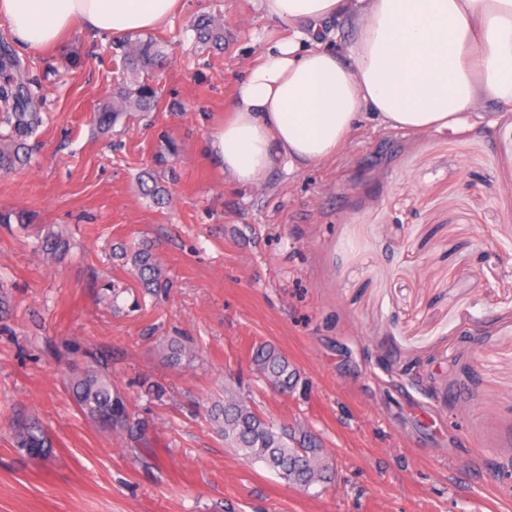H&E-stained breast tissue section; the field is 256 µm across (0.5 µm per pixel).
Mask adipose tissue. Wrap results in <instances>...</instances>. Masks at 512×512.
Returning <instances> with one entry per match:
<instances>
[{
	"label": "adipose tissue",
	"instance_id": "1",
	"mask_svg": "<svg viewBox=\"0 0 512 512\" xmlns=\"http://www.w3.org/2000/svg\"><path fill=\"white\" fill-rule=\"evenodd\" d=\"M184 0H0L19 46L73 25L123 35L161 25ZM286 36L266 44L204 150L235 184L335 159L364 122L424 134L512 105V0H257ZM354 38L336 50V26Z\"/></svg>",
	"mask_w": 512,
	"mask_h": 512
}]
</instances>
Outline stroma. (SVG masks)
I'll return each mask as SVG.
<instances>
[{"label":"stroma","mask_w":512,"mask_h":512,"mask_svg":"<svg viewBox=\"0 0 512 512\" xmlns=\"http://www.w3.org/2000/svg\"><path fill=\"white\" fill-rule=\"evenodd\" d=\"M202 14L223 50L196 41ZM282 31L256 0H185L151 33L156 109L106 135L94 111L122 36L76 26L17 49L42 122L30 163L0 172V211L30 217L0 224V512H512V106L424 135L369 124L333 161L242 187L203 145ZM51 227L66 252L42 251ZM144 240L167 279L152 293L115 254ZM170 338L181 364L158 349ZM261 345L294 390L257 372ZM89 366L139 434L78 410L68 378ZM228 393L309 431L331 482L303 491L242 460L209 417ZM29 421L46 460L13 446ZM254 364L258 373L272 386L282 391L297 387L299 379L290 368L288 361L271 346H260L254 355ZM13 442L18 453L30 460H42L52 451L50 438L35 424L17 423L13 431Z\"/></svg>","instance_id":"35a3bbf8"}]
</instances>
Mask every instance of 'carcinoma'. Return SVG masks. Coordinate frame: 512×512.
I'll return each instance as SVG.
<instances>
[{
    "instance_id": "obj_1",
    "label": "carcinoma",
    "mask_w": 512,
    "mask_h": 512,
    "mask_svg": "<svg viewBox=\"0 0 512 512\" xmlns=\"http://www.w3.org/2000/svg\"><path fill=\"white\" fill-rule=\"evenodd\" d=\"M196 38L208 48L224 45V26L204 16L194 24ZM123 49V67L128 79L119 88V100L98 107L96 125L108 132L134 109L149 112L156 104V91L140 74L157 67L163 51L152 38H130ZM22 69L19 57L9 49L0 52V119L10 132L0 135V171L23 168L29 161L27 139L40 123L34 97L27 84L19 79ZM129 258L141 285L147 289L162 287V271L153 258L151 243L144 241L133 251H123ZM164 356L179 362L186 347L176 339L161 346ZM258 373L271 385L288 391L297 387L299 379L288 361L271 346H260L254 355ZM68 385L79 411L107 429H130L129 413L122 397L114 390L112 378L98 369H85L68 378ZM210 417L220 427L224 440L243 459L261 463L288 484L309 490L332 479L333 468L322 448L307 432L277 427L257 415L247 402L229 396L214 405ZM14 447L30 460H42L51 453L52 442L45 431L35 425L19 423L13 431Z\"/></svg>"
}]
</instances>
